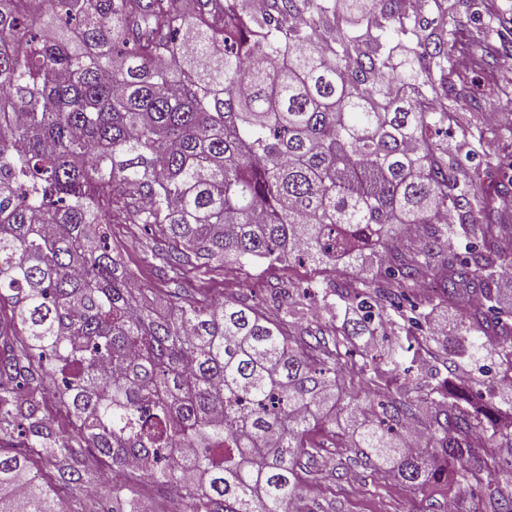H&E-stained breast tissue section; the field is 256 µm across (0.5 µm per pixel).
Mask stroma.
Listing matches in <instances>:
<instances>
[{
	"label": "stroma",
	"mask_w": 512,
	"mask_h": 512,
	"mask_svg": "<svg viewBox=\"0 0 512 512\" xmlns=\"http://www.w3.org/2000/svg\"><path fill=\"white\" fill-rule=\"evenodd\" d=\"M456 17L469 43L466 52L471 61L462 78L448 89L456 100L460 126H477L494 153H512V137L502 130L500 118L512 112V84L502 73L512 67V0H460ZM157 238L136 224L112 227V245L122 263L147 290L157 310H166L177 299L209 301L225 296L244 300L265 318L280 321V301L275 289L291 291L309 283L332 288L354 278L349 268L321 271L309 264L264 263L213 264L206 269H190L180 281L161 278L147 253L158 246ZM420 342L428 343L412 371L398 387L411 399L425 398L448 375L447 356L435 344H429L426 330H415ZM309 441L315 447L313 458L302 460L299 495L308 512H425L428 505H444L455 500L459 512H489L487 500L476 483L457 486L452 483H428L413 489L389 475L371 470L356 458L348 439L334 428L312 432ZM131 512H184V504L174 490L137 479Z\"/></svg>",
	"instance_id": "obj_1"
}]
</instances>
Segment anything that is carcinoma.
<instances>
[{"instance_id":"1","label":"carcinoma","mask_w":512,"mask_h":512,"mask_svg":"<svg viewBox=\"0 0 512 512\" xmlns=\"http://www.w3.org/2000/svg\"><path fill=\"white\" fill-rule=\"evenodd\" d=\"M0 0V512H58L51 485L86 479L83 449L112 470L132 460L187 495L194 512H306L298 461L317 426L355 423L364 463L414 488L487 469L497 406L451 380L458 361L512 370V212L461 175L432 133L448 129L459 77L450 0ZM485 170L501 197L512 163ZM114 224L156 227L164 278L200 261L342 257L380 249L387 288L355 277L335 295L357 309L342 326L289 305L293 331L239 299L186 300L158 315L112 256ZM418 244L392 247L393 225ZM467 240L458 252L454 243ZM440 279L464 334L430 339L448 378L421 408L390 396L413 350L375 355L386 305ZM364 341L361 401L339 384L341 349ZM393 365L391 371L369 362ZM70 432L44 416L47 381ZM369 410L373 418L363 419ZM429 420L425 446L402 431ZM172 448H196L181 464ZM490 512H512L492 490Z\"/></svg>"}]
</instances>
